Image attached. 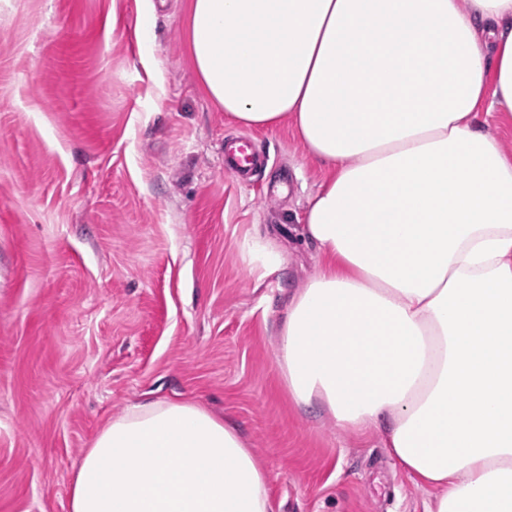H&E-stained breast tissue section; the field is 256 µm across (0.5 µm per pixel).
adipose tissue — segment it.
Wrapping results in <instances>:
<instances>
[{"mask_svg":"<svg viewBox=\"0 0 512 512\" xmlns=\"http://www.w3.org/2000/svg\"><path fill=\"white\" fill-rule=\"evenodd\" d=\"M201 92L289 124L326 171L301 235L323 264L276 328L283 387L383 431L427 512H512V0H186ZM70 512H272L237 429L149 401L86 449ZM479 120L487 131L498 137L505 150L512 153V120L491 112H480Z\"/></svg>","mask_w":512,"mask_h":512,"instance_id":"adipose-tissue-1","label":"adipose tissue"}]
</instances>
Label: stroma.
Returning a JSON list of instances; mask_svg holds the SVG:
<instances>
[{
	"label": "stroma",
	"mask_w": 512,
	"mask_h": 512,
	"mask_svg": "<svg viewBox=\"0 0 512 512\" xmlns=\"http://www.w3.org/2000/svg\"><path fill=\"white\" fill-rule=\"evenodd\" d=\"M185 0H0V512H69L81 456L137 401L234 423L273 512H425L381 432L298 409L275 324L321 267L325 173L288 126L200 91ZM267 157L255 184L227 140ZM224 165L230 173L245 175L257 165V152L249 139L242 138L237 146L224 153Z\"/></svg>",
	"instance_id": "35a3bbf8"
}]
</instances>
